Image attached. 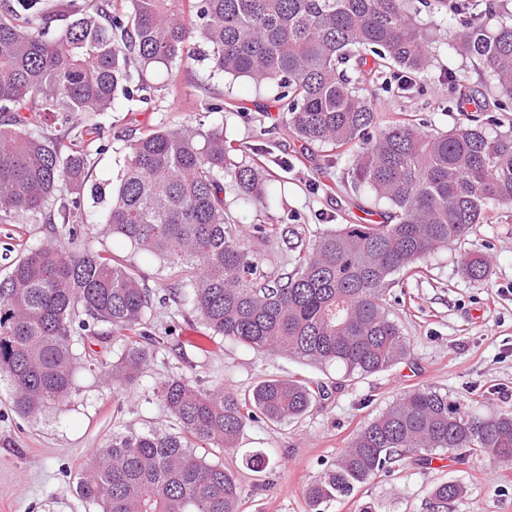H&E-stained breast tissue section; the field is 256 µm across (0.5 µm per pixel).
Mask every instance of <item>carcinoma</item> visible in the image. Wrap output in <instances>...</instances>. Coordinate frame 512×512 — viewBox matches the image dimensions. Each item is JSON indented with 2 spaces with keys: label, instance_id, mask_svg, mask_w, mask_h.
Masks as SVG:
<instances>
[{
  "label": "carcinoma",
  "instance_id": "carcinoma-1",
  "mask_svg": "<svg viewBox=\"0 0 512 512\" xmlns=\"http://www.w3.org/2000/svg\"><path fill=\"white\" fill-rule=\"evenodd\" d=\"M413 2L112 0L109 8L66 0L58 12L46 0H5L0 219L41 215L49 224V239L22 245L0 277V380L19 414L35 417L70 399L88 363L73 337H93L100 324L122 341L106 370L113 388L139 385L163 344L150 320L158 305L187 304L215 336L336 365L348 378L407 358L409 343L389 309L394 277L512 208V132L496 131L500 113L512 112V16L499 18L494 0H433V12L455 28L451 49L481 61L499 98L463 112L454 129L430 133L422 119L383 123L377 112L382 96L410 90L431 66L432 36ZM200 45L210 78L247 77L274 90L272 107L292 136L327 153L321 173L335 166L336 150H356L351 183L388 205L381 221L314 238L300 224H252L256 243L280 240L293 253L294 269L272 277L224 207L228 193L270 202L271 173L251 163L250 147L226 140L222 126L162 123L128 145L103 224L165 260L173 283L152 287L133 264L84 248V190L101 116L119 99H151L148 73L156 68L177 88ZM32 102L57 117L68 143L31 129ZM461 273L487 280L489 257L464 252ZM157 396L180 432L112 435L77 481L99 512H241L237 472L196 455L195 445L233 451L247 423L300 420L327 391L271 377L241 393L173 376L157 384ZM436 450L461 464L476 456L511 465L512 412L479 415L438 390H411L306 486L309 512L400 471L411 454L426 463ZM269 466L265 451L246 457L253 472ZM461 494L453 481L433 485L428 512H448Z\"/></svg>",
  "mask_w": 512,
  "mask_h": 512
}]
</instances>
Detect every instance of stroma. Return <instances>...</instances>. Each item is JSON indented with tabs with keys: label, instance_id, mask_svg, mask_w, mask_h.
Masks as SVG:
<instances>
[{
	"label": "stroma",
	"instance_id": "35a3bbf8",
	"mask_svg": "<svg viewBox=\"0 0 512 512\" xmlns=\"http://www.w3.org/2000/svg\"><path fill=\"white\" fill-rule=\"evenodd\" d=\"M420 21L437 29L435 57L425 86L384 98L380 112L390 116L416 114L429 130L445 132L460 119L448 103L455 92L452 72H464L479 99L493 101L491 78L478 61L456 54L453 32L440 16L421 13ZM149 80L153 102L129 108L117 101L106 122L114 130L139 133L166 122L223 126L228 139L247 143L253 159L275 175L282 198L266 210L272 223L286 219L311 234L360 223L364 211L386 210L368 188L353 190L348 175L353 159L343 156L321 177L320 150L304 149L281 121L278 112H263L272 91L248 80L209 79L208 65L191 63L178 88L162 85L161 73ZM234 97L248 109L204 112L201 102ZM104 150L91 154L92 182H115L124 165V144L104 136ZM87 248L107 250L142 269L149 280H168L166 262L135 252L105 228L86 239ZM471 247L485 246L492 257L488 281L462 277L459 247L438 250L425 260L417 276L396 277L390 310L410 343L403 362L359 378L345 377L336 366L320 365L281 354L259 353L211 335L189 307L158 311L153 323L167 336L168 347L153 356L136 388L120 394L101 370H81L70 401L36 418L13 408L7 382H0V512H97L77 493V477L91 453L115 434L150 429L175 431L173 418L154 395L155 385L185 375L202 386L221 384L236 391L250 389L269 377L306 378L323 383L328 396L304 420L248 425L235 452L224 454L225 465L240 467L243 512H308L304 489L320 476L353 435L407 391L434 387L450 399L470 397L477 412H512V217L481 224ZM273 449L267 474L243 469V459L256 450ZM453 481L463 488L450 512H512V465L485 458L464 464L450 459L423 463L409 458L391 477L363 484L346 499L325 505L324 512H354L369 502L375 512H427L429 488Z\"/></svg>",
	"mask_w": 512,
	"mask_h": 512
}]
</instances>
